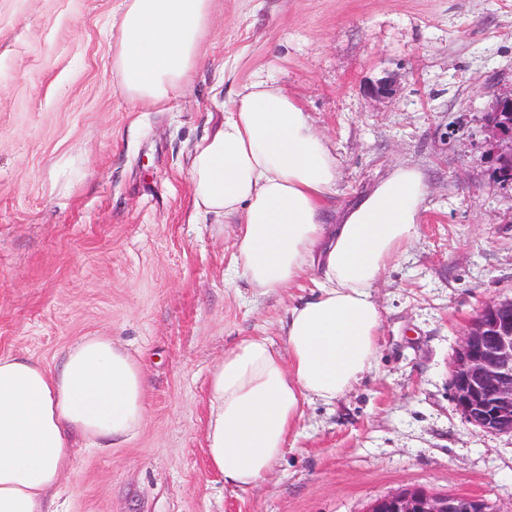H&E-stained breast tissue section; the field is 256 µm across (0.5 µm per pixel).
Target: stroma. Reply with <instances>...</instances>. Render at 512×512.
Listing matches in <instances>:
<instances>
[{"mask_svg":"<svg viewBox=\"0 0 512 512\" xmlns=\"http://www.w3.org/2000/svg\"><path fill=\"white\" fill-rule=\"evenodd\" d=\"M122 0H0V354L56 367L86 336L141 365L146 417L119 448H80L58 512H368L405 488L512 512V434L467 423L451 363L486 301L512 296V184L485 127L512 89V0H215L187 84L132 104L112 68ZM391 81V96L369 89ZM308 112L338 163L336 205L410 166L428 192L390 265L372 369L305 405L253 486L207 461L210 370L308 288L256 294L231 268L237 224L195 217L188 164L245 86Z\"/></svg>","mask_w":512,"mask_h":512,"instance_id":"35a3bbf8","label":"stroma"}]
</instances>
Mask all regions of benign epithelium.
I'll return each instance as SVG.
<instances>
[{"instance_id": "obj_1", "label": "benign epithelium", "mask_w": 512, "mask_h": 512, "mask_svg": "<svg viewBox=\"0 0 512 512\" xmlns=\"http://www.w3.org/2000/svg\"><path fill=\"white\" fill-rule=\"evenodd\" d=\"M486 132L495 143V171L512 176V89L495 95ZM453 399L464 419L512 434V297L488 300L472 320L451 366ZM368 512H490L481 497L433 495L404 489L377 500Z\"/></svg>"}]
</instances>
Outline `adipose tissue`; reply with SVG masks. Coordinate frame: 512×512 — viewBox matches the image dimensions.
<instances>
[{
    "label": "adipose tissue",
    "instance_id": "1",
    "mask_svg": "<svg viewBox=\"0 0 512 512\" xmlns=\"http://www.w3.org/2000/svg\"><path fill=\"white\" fill-rule=\"evenodd\" d=\"M213 0H123L112 65L130 100L161 106L200 59ZM196 214L239 220L232 265L257 293L309 280L288 308L284 349L241 339L210 370L206 451L225 483L244 489L279 461L310 402L334 404L372 367L382 313L374 289L413 244L426 197L422 173L394 169L324 221L339 172L308 112L254 82L192 150ZM138 361L108 336L64 351L56 370L0 355V512H54L49 494L80 444L120 447L145 415Z\"/></svg>",
    "mask_w": 512,
    "mask_h": 512
}]
</instances>
